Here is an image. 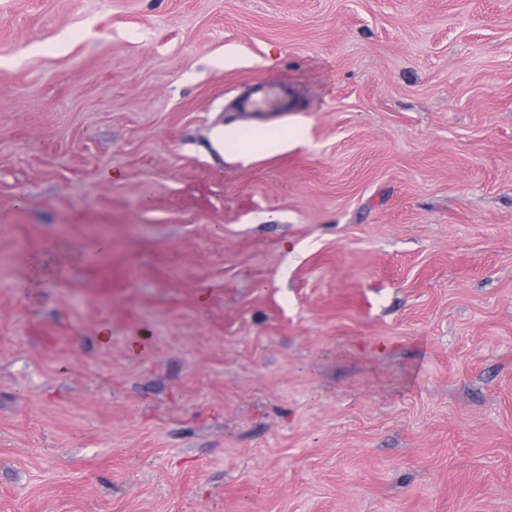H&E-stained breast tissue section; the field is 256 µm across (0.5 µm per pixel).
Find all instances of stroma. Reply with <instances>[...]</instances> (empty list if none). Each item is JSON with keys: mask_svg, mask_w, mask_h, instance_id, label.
<instances>
[{"mask_svg": "<svg viewBox=\"0 0 512 512\" xmlns=\"http://www.w3.org/2000/svg\"><path fill=\"white\" fill-rule=\"evenodd\" d=\"M0 512H512V0H0ZM268 106L269 87L265 83L256 84L251 93L239 101V108L245 113L268 112Z\"/></svg>", "mask_w": 512, "mask_h": 512, "instance_id": "obj_1", "label": "stroma"}]
</instances>
